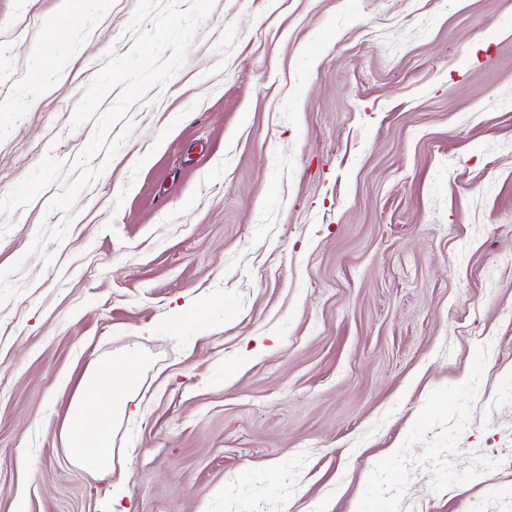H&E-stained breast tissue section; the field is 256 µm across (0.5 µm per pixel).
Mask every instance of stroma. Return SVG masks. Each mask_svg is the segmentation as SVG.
<instances>
[{
	"label": "stroma",
	"instance_id": "stroma-1",
	"mask_svg": "<svg viewBox=\"0 0 512 512\" xmlns=\"http://www.w3.org/2000/svg\"><path fill=\"white\" fill-rule=\"evenodd\" d=\"M136 7L0 0V195L78 176ZM105 140L0 236V512H512V0H216ZM132 349L98 474L65 423Z\"/></svg>",
	"mask_w": 512,
	"mask_h": 512
}]
</instances>
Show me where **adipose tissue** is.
<instances>
[{
  "label": "adipose tissue",
  "instance_id": "obj_1",
  "mask_svg": "<svg viewBox=\"0 0 512 512\" xmlns=\"http://www.w3.org/2000/svg\"><path fill=\"white\" fill-rule=\"evenodd\" d=\"M144 365L143 357L132 350L117 364L97 360L86 373L75 393L66 429V445L78 464L110 469L112 420L125 411Z\"/></svg>",
  "mask_w": 512,
  "mask_h": 512
}]
</instances>
